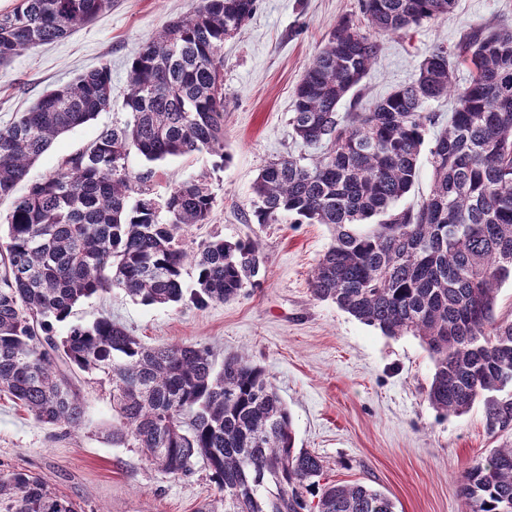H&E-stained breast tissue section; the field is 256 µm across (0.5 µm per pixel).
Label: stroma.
Returning a JSON list of instances; mask_svg holds the SVG:
<instances>
[{
    "label": "stroma",
    "mask_w": 512,
    "mask_h": 512,
    "mask_svg": "<svg viewBox=\"0 0 512 512\" xmlns=\"http://www.w3.org/2000/svg\"><path fill=\"white\" fill-rule=\"evenodd\" d=\"M192 3L112 0L110 11L66 38L0 67V128L47 90L103 65L112 70L110 105L56 138L18 192L89 146L104 127L127 120L124 90L132 59L146 39ZM343 19L363 25L358 0H257L241 31L224 42L228 162L205 152L152 164L135 152L128 157L130 171L150 172L148 186L160 202L174 184L206 176L214 195L212 217L183 231V245L190 249L214 238L258 242L263 265L254 285L234 301L205 307L188 300L145 305L116 288L78 304L55 333L66 335L70 325L108 314L149 345L200 343L220 359L249 353L287 403L297 446L321 456L328 481L371 485L391 498L395 512H465L459 478L475 459L512 442V432L491 436L480 401L464 414L440 415L423 394L434 366L418 338L384 336L312 296L309 275L332 240L326 225L299 224L291 215L275 224L254 218L253 184L263 165L315 153L292 134L294 92ZM482 26L512 28V0H456L442 21L381 37L376 62L341 102L340 112L368 109L412 82L433 48L452 47L469 28ZM74 381L85 418L70 434L37 422L0 394V473H36L79 512H197L214 498L217 488L204 466L191 476L170 478L151 468L138 449L113 446L107 437L108 381L80 371Z\"/></svg>",
    "instance_id": "stroma-1"
}]
</instances>
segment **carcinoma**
Returning <instances> with one entry per match:
<instances>
[{"instance_id": "carcinoma-1", "label": "carcinoma", "mask_w": 512, "mask_h": 512, "mask_svg": "<svg viewBox=\"0 0 512 512\" xmlns=\"http://www.w3.org/2000/svg\"><path fill=\"white\" fill-rule=\"evenodd\" d=\"M454 0H359L362 30L333 28L295 91V138L319 153L307 163L268 162L253 193L260 224L283 215L326 224L332 241L312 270V296L331 301L387 337L420 339L433 362L425 390L441 414L483 400L489 432L512 430V320L494 314L512 281V30L476 27L434 48L417 77L362 112H338L380 51L379 36L447 17ZM112 8V0H19L0 14V66L61 40ZM256 0H196L149 37L128 72L129 119L104 128L64 168L15 199L0 235V393L43 424L79 430L84 402L72 375L112 386V445L138 448L172 477L201 462L218 497L198 512H394L363 484L323 481L321 457L296 446L288 407L247 353L217 363L200 344L149 346L110 316L54 335L73 307L114 288L145 305L185 296L224 303L248 287L254 241H207L193 253L181 231L206 224L214 196L200 179L176 184L164 204L127 165L224 152V40ZM470 69L448 127L430 149L433 188L398 209L417 177L425 105ZM112 98L103 65L47 91L0 129V199L14 194L57 136ZM195 271V288L185 282ZM458 492L467 512H512V443L474 461ZM0 512H76L33 473L0 474Z\"/></svg>"}]
</instances>
